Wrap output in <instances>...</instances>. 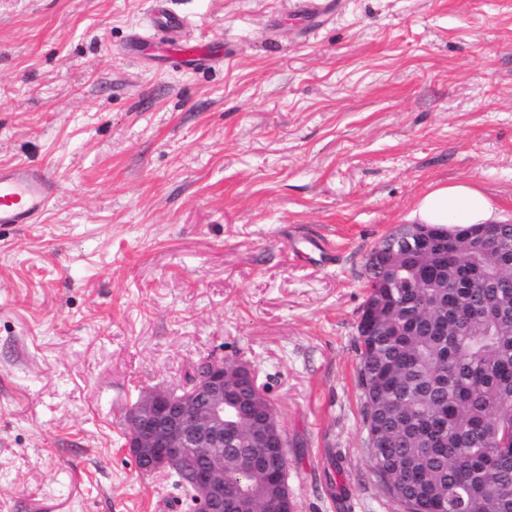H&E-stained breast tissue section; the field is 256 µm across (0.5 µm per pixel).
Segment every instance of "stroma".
Instances as JSON below:
<instances>
[{
    "instance_id": "35a3bbf8",
    "label": "stroma",
    "mask_w": 512,
    "mask_h": 512,
    "mask_svg": "<svg viewBox=\"0 0 512 512\" xmlns=\"http://www.w3.org/2000/svg\"><path fill=\"white\" fill-rule=\"evenodd\" d=\"M170 0L193 70L134 56L151 0H0V512H174L125 448L148 390L250 364L296 512H402L357 387L366 260L431 183L512 214V0ZM56 189L38 165L0 167V226L37 223Z\"/></svg>"
}]
</instances>
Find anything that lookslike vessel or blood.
<instances>
[{"label": "vessel or blood", "instance_id": "obj_1", "mask_svg": "<svg viewBox=\"0 0 512 512\" xmlns=\"http://www.w3.org/2000/svg\"><path fill=\"white\" fill-rule=\"evenodd\" d=\"M150 27L153 37L133 34L129 50L142 52L152 40L165 45L162 59L177 58L198 70H207L224 61L223 52L206 41L182 40V19L169 6V0H152ZM57 186L42 167L21 163L0 167V226L34 224L48 207Z\"/></svg>", "mask_w": 512, "mask_h": 512}]
</instances>
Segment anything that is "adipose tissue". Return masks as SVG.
I'll use <instances>...</instances> for the list:
<instances>
[{
    "instance_id": "ef3b65f1",
    "label": "adipose tissue",
    "mask_w": 512,
    "mask_h": 512,
    "mask_svg": "<svg viewBox=\"0 0 512 512\" xmlns=\"http://www.w3.org/2000/svg\"><path fill=\"white\" fill-rule=\"evenodd\" d=\"M415 224L459 225L504 223L503 210L475 182L434 183L414 205Z\"/></svg>"
}]
</instances>
